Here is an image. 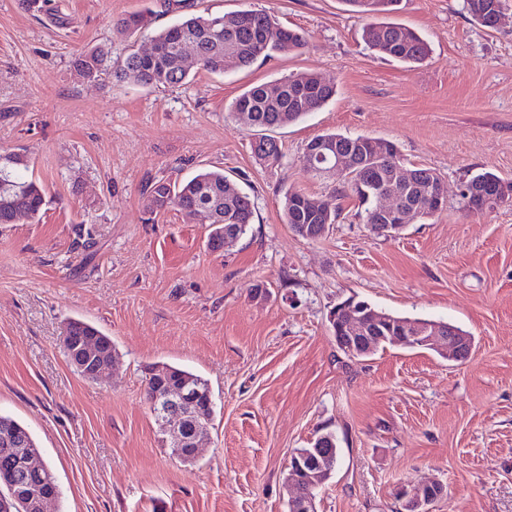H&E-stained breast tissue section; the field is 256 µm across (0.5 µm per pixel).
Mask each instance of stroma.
I'll list each match as a JSON object with an SVG mask.
<instances>
[{"label":"stroma","instance_id":"35a3bbf8","mask_svg":"<svg viewBox=\"0 0 512 512\" xmlns=\"http://www.w3.org/2000/svg\"><path fill=\"white\" fill-rule=\"evenodd\" d=\"M273 11L305 48L179 87L142 88L75 62L150 45L153 29L201 11ZM151 11L130 35L119 20ZM393 22L430 44L419 65L366 49L345 0H0V152L26 156L41 183L39 222L0 224V414L24 424L61 489L48 512H288L297 448L333 432L340 455L318 512H398L399 487L438 479L433 512H512V206L464 210L460 187L489 171L512 181V0L498 28L464 0H400ZM300 72L335 97L275 130L284 158L259 164L232 102ZM393 141L435 169L446 206L395 238L362 224L338 177L307 174L316 135ZM221 168L250 194L251 232L228 250L174 210L148 216L147 189ZM293 189L341 215L311 241L285 224ZM444 320L473 338L451 363L428 349L359 360L336 346L329 313L348 297ZM110 336V384L69 366V319ZM155 363L207 380L214 415L192 463L162 443L145 397ZM108 51L102 48H94L84 55L80 56L76 61L79 73L90 81L96 80L102 71L108 67Z\"/></svg>","mask_w":512,"mask_h":512}]
</instances>
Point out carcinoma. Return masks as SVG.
Listing matches in <instances>:
<instances>
[{"label":"carcinoma","mask_w":512,"mask_h":512,"mask_svg":"<svg viewBox=\"0 0 512 512\" xmlns=\"http://www.w3.org/2000/svg\"><path fill=\"white\" fill-rule=\"evenodd\" d=\"M345 2L363 21L362 40L368 49L407 64H420L428 59L430 47L424 38L411 28L387 20V16L396 11L400 0ZM503 7L504 0H466L465 3L472 18L486 28ZM275 25V16L267 10L183 17L154 33L155 52L143 54L133 51L114 72L119 79L144 88L176 87L185 84L196 69L222 74L227 61L235 69H244L259 59H270L308 44L305 33L284 28L279 29L278 39L266 38L263 32ZM187 39L195 41L198 47L199 60L194 65L185 63L182 56L181 42ZM76 66L80 74L93 81L108 67V52L94 48L80 56ZM300 88L312 91L311 97L298 98ZM335 93L334 85L323 83L314 73L302 72L250 87L235 99L231 109L234 113L244 109L250 112V127L263 132L252 141L251 150L261 164L273 168L281 164L283 152L278 141L265 131L302 120L308 113L322 108ZM316 139L352 158V170L336 188V196H355L362 206L360 216L363 223H383L377 212L378 196L382 190H396L401 202L413 207L419 220L435 214L431 196L439 173L430 168L412 167L410 181L403 184L395 182L396 166L404 165L395 143L366 135L335 132L320 134ZM24 165V156L0 153V224L35 222L40 218L45 204L44 191L39 183L15 175L16 169ZM467 182L478 190V194L461 199L464 209L492 211L504 204L512 205V197L488 201L502 183L497 175L478 172ZM219 197L224 198V215L231 216L222 223L212 221L208 213L209 207ZM281 205L285 223L307 240L323 237L340 217L339 210L327 204L312 205L310 198L299 191H286ZM146 209L151 214L175 210L189 222L201 221L209 225L207 246L212 251L234 246L250 232L254 220V204L249 194L221 168L203 169L178 183L162 179L152 183L148 188ZM100 335V330L85 321H69L63 349L67 361L72 363L76 360L78 352L75 345L89 336ZM162 381L208 385L199 375L169 364L161 373V381L154 382V386H159ZM18 448L39 450L26 426L10 416L0 415V471L18 465Z\"/></svg>","instance_id":"obj_1"}]
</instances>
